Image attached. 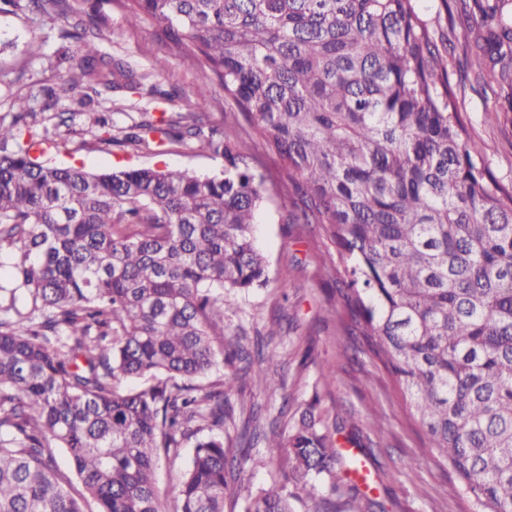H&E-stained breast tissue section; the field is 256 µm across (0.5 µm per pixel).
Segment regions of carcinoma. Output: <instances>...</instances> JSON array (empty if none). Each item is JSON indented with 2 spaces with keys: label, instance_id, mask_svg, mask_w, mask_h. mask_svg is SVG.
Instances as JSON below:
<instances>
[{
  "label": "carcinoma",
  "instance_id": "carcinoma-1",
  "mask_svg": "<svg viewBox=\"0 0 512 512\" xmlns=\"http://www.w3.org/2000/svg\"><path fill=\"white\" fill-rule=\"evenodd\" d=\"M127 23L216 76L224 97L183 101L161 126L106 141L150 148L147 134L224 159L212 176L139 168L92 172L38 162L19 142L31 101L0 122V512H165L160 455L201 435L176 512H224L247 479L246 449L314 499L358 471L311 411L269 437L242 420L239 449L226 382L203 378L243 352L224 335V305L269 278L253 233L264 178L236 121L280 161L287 222L318 224L336 246L329 278L345 287V329L393 377L426 447L470 512H512V182L484 161L457 105L447 58L418 0H119ZM37 8L80 43L78 63L47 94L139 93L108 67L70 0H0ZM463 41L471 68L506 91L512 112V0H478ZM144 387L121 389L127 381ZM66 451L85 495L65 488ZM272 484L243 512H294Z\"/></svg>",
  "mask_w": 512,
  "mask_h": 512
}]
</instances>
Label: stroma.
Returning a JSON list of instances; mask_svg holds the SVG:
<instances>
[{"label": "stroma", "instance_id": "stroma-1", "mask_svg": "<svg viewBox=\"0 0 512 512\" xmlns=\"http://www.w3.org/2000/svg\"><path fill=\"white\" fill-rule=\"evenodd\" d=\"M105 57L143 76L139 94L103 91L94 103L81 107L76 101L50 102L40 112L32 130L30 151L40 160L70 164L90 171L153 167L188 170L211 175L222 170L223 159L176 144L139 149L107 144L106 130L128 127L142 120L158 121L165 112L178 110L183 97L222 96L216 78L186 65L155 39L157 26L144 19L130 28L114 0H71ZM0 40L8 47L0 53V71L9 72L14 85H0V119L10 120L17 100L29 89L54 86L57 64L72 47L58 29L41 24L35 13L19 16L0 13ZM461 42L447 54L448 71L461 79L458 101L470 132L481 143L494 174L512 181V129L505 117L491 118L492 99L484 80L463 76ZM69 113L68 126L58 127L56 115ZM105 117L106 126L96 124ZM254 169L265 178L267 200L259 212L257 241L266 261V287L231 296L224 309V332L238 337L252 351L257 341L269 343V356L253 353V369L285 380L272 394L256 380L233 387L232 405L254 404L265 429H283L292 416L313 408L336 430V446L348 454H362L368 474L365 494L374 500L370 512H463L466 503L451 495L452 476L424 449V434L393 389L387 372L367 352L361 341L343 335L338 322L341 310L331 293L324 268L337 259L336 247L316 224H289L290 203L280 186V169L274 155L258 140H250ZM336 368V379L325 382V366ZM187 439L178 458L160 457L157 483L166 512H174V492L187 468L194 447Z\"/></svg>", "mask_w": 512, "mask_h": 512}]
</instances>
